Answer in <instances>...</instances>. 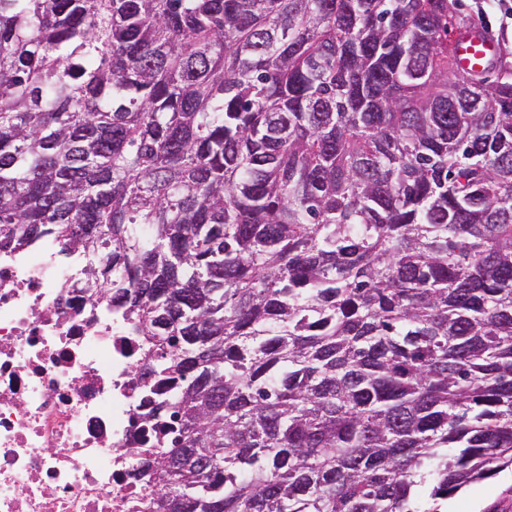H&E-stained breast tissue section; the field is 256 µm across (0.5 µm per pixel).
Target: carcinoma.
<instances>
[{"label": "carcinoma", "instance_id": "carcinoma-1", "mask_svg": "<svg viewBox=\"0 0 512 512\" xmlns=\"http://www.w3.org/2000/svg\"><path fill=\"white\" fill-rule=\"evenodd\" d=\"M452 0H0V248L141 336L153 512H440L512 466V73Z\"/></svg>", "mask_w": 512, "mask_h": 512}]
</instances>
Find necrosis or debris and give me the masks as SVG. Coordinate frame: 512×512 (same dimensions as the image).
Here are the masks:
<instances>
[{
    "mask_svg": "<svg viewBox=\"0 0 512 512\" xmlns=\"http://www.w3.org/2000/svg\"><path fill=\"white\" fill-rule=\"evenodd\" d=\"M77 265L50 243L0 251V512H150L142 342L84 302Z\"/></svg>",
    "mask_w": 512,
    "mask_h": 512,
    "instance_id": "obj_1",
    "label": "necrosis or debris"
}]
</instances>
